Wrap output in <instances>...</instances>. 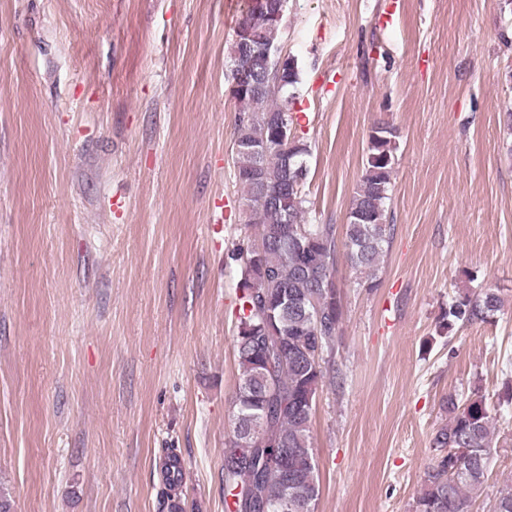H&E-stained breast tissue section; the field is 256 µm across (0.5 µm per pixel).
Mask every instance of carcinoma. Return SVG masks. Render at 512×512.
I'll return each instance as SVG.
<instances>
[{
	"instance_id": "carcinoma-1",
	"label": "carcinoma",
	"mask_w": 512,
	"mask_h": 512,
	"mask_svg": "<svg viewBox=\"0 0 512 512\" xmlns=\"http://www.w3.org/2000/svg\"><path fill=\"white\" fill-rule=\"evenodd\" d=\"M271 0H246L239 25L255 49L277 44L282 25L272 22ZM250 87L235 97L236 179L247 223L257 242L233 251L239 308L235 350L240 377L232 430L224 448V497L255 490L253 497L224 503V512H314L320 493L310 425L324 364L332 356L342 310L336 282V253L344 248L351 267L376 287V271L393 225L388 223L396 164L397 129L377 124L369 134L362 175L342 234L334 224H309L302 192L307 145L294 138L259 163L256 149L274 143L280 117L293 127L290 90L299 83L290 58L278 80L258 54L244 61ZM504 306L498 289L467 288L448 305L440 327L485 323ZM448 423L432 440L434 461L425 472L416 512H468L483 493L494 445V416L482 395L460 404L448 396ZM168 493L181 481L175 454L163 463ZM492 512H512V484L502 487Z\"/></svg>"
}]
</instances>
